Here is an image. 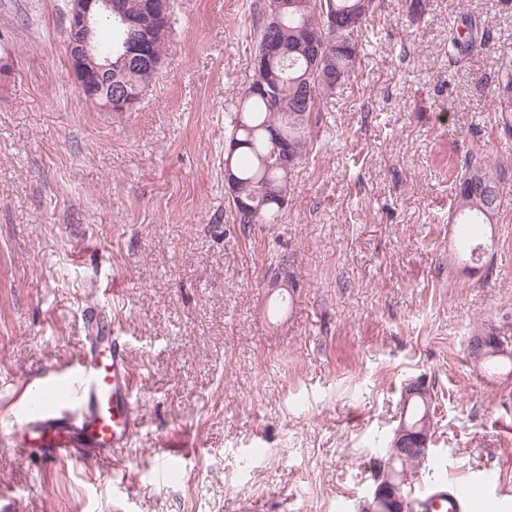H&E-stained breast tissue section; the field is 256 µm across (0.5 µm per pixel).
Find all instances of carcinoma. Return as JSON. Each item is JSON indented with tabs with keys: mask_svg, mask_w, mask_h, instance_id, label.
I'll return each instance as SVG.
<instances>
[{
	"mask_svg": "<svg viewBox=\"0 0 512 512\" xmlns=\"http://www.w3.org/2000/svg\"><path fill=\"white\" fill-rule=\"evenodd\" d=\"M374 11V0H264L262 22L259 26L255 53L263 51L266 43H276L283 49L274 67L253 69L252 82L241 96L236 111L230 115V136L240 141L231 159L240 180L255 191L249 208L235 209L240 224H276L281 213L273 203L276 195L261 191L271 186L277 195L288 196L289 176L279 165L280 143H288V156L300 164L312 144V126L319 122L315 111L317 99L350 77L358 61L359 49L355 36L363 29ZM357 24L336 37L330 28V18L343 25L350 17ZM142 39L141 33L112 23V44L124 45ZM486 45L485 38H476L473 31L461 33L448 30V51L462 53ZM117 74L113 91L140 96L144 85L155 70L148 63L120 61L112 56ZM498 91L492 101V111L512 114V56L501 66ZM468 189L457 192L455 215L466 229L458 253L471 262L486 254L476 228L493 223L500 206L499 190L494 175L484 159L471 156L464 162L459 185ZM473 362L484 369L505 365L493 351L482 355L468 351ZM434 394L426 391L410 401H402L406 422L416 428L423 439L431 435L430 409ZM426 460L424 455L400 456L387 449L376 467H389L394 473V489L400 499H407L403 486L414 471Z\"/></svg>",
	"mask_w": 512,
	"mask_h": 512,
	"instance_id": "carcinoma-1",
	"label": "carcinoma"
}]
</instances>
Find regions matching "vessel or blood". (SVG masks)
Masks as SVG:
<instances>
[{
  "mask_svg": "<svg viewBox=\"0 0 512 512\" xmlns=\"http://www.w3.org/2000/svg\"><path fill=\"white\" fill-rule=\"evenodd\" d=\"M93 327L76 360L44 383L43 400L25 406L10 439L24 457L47 464L117 461L137 430L133 375L123 343L99 322L97 308L84 311ZM488 493L484 479L437 480L422 491L423 512H475Z\"/></svg>",
  "mask_w": 512,
  "mask_h": 512,
  "instance_id": "b4317fda",
  "label": "vessel or blood"
}]
</instances>
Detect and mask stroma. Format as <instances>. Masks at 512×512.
Wrapping results in <instances>:
<instances>
[{
    "mask_svg": "<svg viewBox=\"0 0 512 512\" xmlns=\"http://www.w3.org/2000/svg\"><path fill=\"white\" fill-rule=\"evenodd\" d=\"M377 2L279 223L244 226L224 160L258 0H171L128 112L72 81L69 0H0V512H357L417 379L434 434L405 492L480 475L478 512H512V376L467 353L476 326L512 337V117L491 109L512 0ZM471 23L488 47L449 54ZM474 154L500 200L477 266L453 208ZM92 305L137 433L114 466L21 459L1 421L75 360Z\"/></svg>",
    "mask_w": 512,
    "mask_h": 512,
    "instance_id": "stroma-1",
    "label": "stroma"
}]
</instances>
